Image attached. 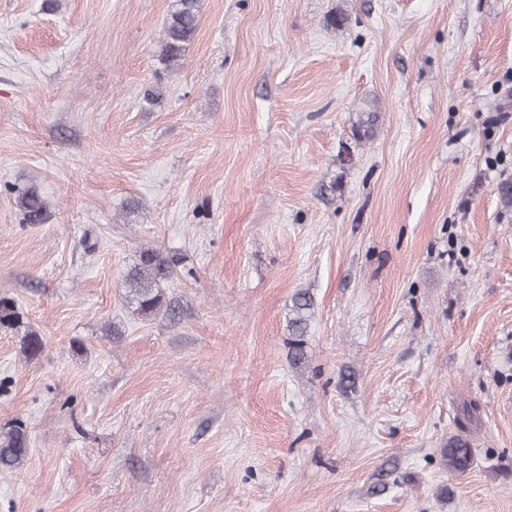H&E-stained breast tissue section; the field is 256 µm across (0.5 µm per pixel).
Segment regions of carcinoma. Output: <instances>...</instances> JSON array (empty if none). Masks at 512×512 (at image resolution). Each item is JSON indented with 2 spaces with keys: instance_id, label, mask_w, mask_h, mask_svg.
<instances>
[{
  "instance_id": "carcinoma-1",
  "label": "carcinoma",
  "mask_w": 512,
  "mask_h": 512,
  "mask_svg": "<svg viewBox=\"0 0 512 512\" xmlns=\"http://www.w3.org/2000/svg\"><path fill=\"white\" fill-rule=\"evenodd\" d=\"M201 0H174L172 10L161 35V60L165 68L173 70L182 64L187 45L192 41L200 20ZM378 112H361L352 126V137L366 142L374 134ZM15 204L30 224H40L47 216V204L34 185L12 187ZM178 258L160 248H146L139 252L137 262L127 269L124 281L127 299L134 311L142 317H150L164 305L161 285L174 277ZM312 306L306 292L293 297V317L289 320L291 340L289 345L294 359L304 358V337L309 326L308 311ZM20 324L15 304L8 298H0V328L13 329ZM29 452V437L24 425L18 424L6 432H0V471L13 472L25 462ZM473 460L470 441L462 435L449 437L440 449V464L453 474L469 470Z\"/></svg>"
}]
</instances>
